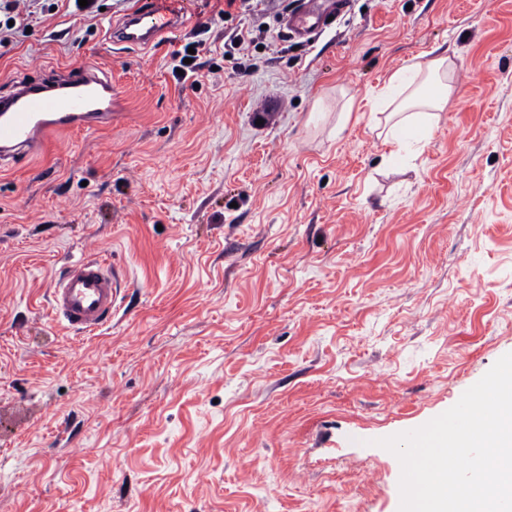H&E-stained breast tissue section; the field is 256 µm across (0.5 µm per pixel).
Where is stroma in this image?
Returning a JSON list of instances; mask_svg holds the SVG:
<instances>
[{"label": "stroma", "instance_id": "stroma-1", "mask_svg": "<svg viewBox=\"0 0 512 512\" xmlns=\"http://www.w3.org/2000/svg\"><path fill=\"white\" fill-rule=\"evenodd\" d=\"M136 3L19 0L31 31L0 44V96L83 66L129 90L0 171V512H395L378 439L512 352V0H351L312 43L283 31L294 0L229 26L185 0L167 39L114 46ZM424 55L454 91L384 166L374 103ZM91 255L124 298L74 334L48 291ZM203 40L194 42L192 44H186L182 46L181 49L172 51V58L177 62V64L172 69V75L176 80L177 84L183 83L187 78L194 76L202 67L203 63L198 62L199 60V50L198 46H201ZM189 47H193L195 50V54L188 53ZM191 58L192 63L185 64L184 59ZM177 69L183 70L184 75H180L177 72Z\"/></svg>", "mask_w": 512, "mask_h": 512}]
</instances>
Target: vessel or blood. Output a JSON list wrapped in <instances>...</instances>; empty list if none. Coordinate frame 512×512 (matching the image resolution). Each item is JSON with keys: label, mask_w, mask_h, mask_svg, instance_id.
Instances as JSON below:
<instances>
[{"label": "vessel or blood", "mask_w": 512, "mask_h": 512, "mask_svg": "<svg viewBox=\"0 0 512 512\" xmlns=\"http://www.w3.org/2000/svg\"><path fill=\"white\" fill-rule=\"evenodd\" d=\"M347 0H298L284 20L291 39L309 42L340 17ZM185 18L182 0H147L110 31L113 44L146 49L164 39ZM116 90L92 68L42 81H28L0 97V168L47 147L52 135L112 123ZM56 319L67 329L90 333L106 325L122 302L121 280L105 260L71 263L49 290Z\"/></svg>", "instance_id": "vessel-or-blood-1"}]
</instances>
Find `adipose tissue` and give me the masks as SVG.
<instances>
[{
    "mask_svg": "<svg viewBox=\"0 0 512 512\" xmlns=\"http://www.w3.org/2000/svg\"><path fill=\"white\" fill-rule=\"evenodd\" d=\"M451 64L436 57L400 68L389 77L380 95L382 134L395 151L408 142L427 140L435 113L444 109L453 87L448 81Z\"/></svg>",
    "mask_w": 512,
    "mask_h": 512,
    "instance_id": "obj_1",
    "label": "adipose tissue"
}]
</instances>
